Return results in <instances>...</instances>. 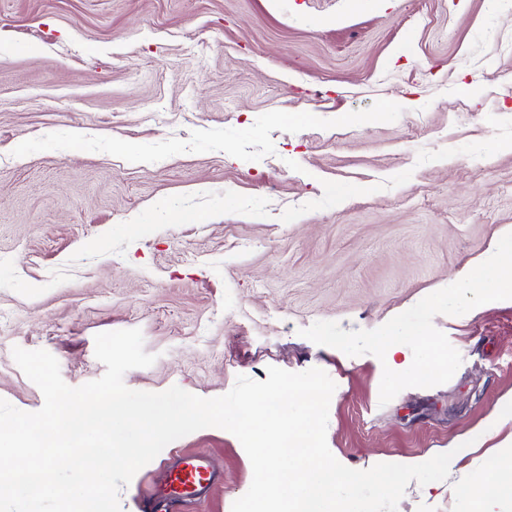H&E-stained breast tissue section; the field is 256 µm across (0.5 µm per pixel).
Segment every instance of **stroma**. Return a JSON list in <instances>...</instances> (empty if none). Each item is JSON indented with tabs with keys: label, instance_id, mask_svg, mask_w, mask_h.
<instances>
[{
	"label": "stroma",
	"instance_id": "35a3bbf8",
	"mask_svg": "<svg viewBox=\"0 0 512 512\" xmlns=\"http://www.w3.org/2000/svg\"><path fill=\"white\" fill-rule=\"evenodd\" d=\"M508 226L503 0H0V398L20 410L44 398L13 347L77 387L105 372L97 333L137 328L157 360L130 389L212 398L319 368L340 463L435 456L512 393V300L435 316L460 367L385 405L377 357L300 331L382 326ZM510 438L512 419L397 512H466ZM179 452L223 463L202 512H232L252 465L215 427L142 467L121 512Z\"/></svg>",
	"mask_w": 512,
	"mask_h": 512
}]
</instances>
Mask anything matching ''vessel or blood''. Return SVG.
Returning a JSON list of instances; mask_svg holds the SVG:
<instances>
[{
    "mask_svg": "<svg viewBox=\"0 0 512 512\" xmlns=\"http://www.w3.org/2000/svg\"><path fill=\"white\" fill-rule=\"evenodd\" d=\"M224 474L206 455L185 453L170 464L163 485L144 499V512H185L188 504L208 502Z\"/></svg>",
    "mask_w": 512,
    "mask_h": 512,
    "instance_id": "obj_1",
    "label": "vessel or blood"
}]
</instances>
